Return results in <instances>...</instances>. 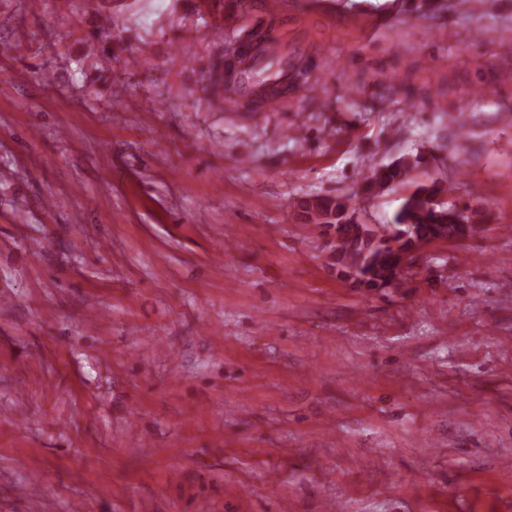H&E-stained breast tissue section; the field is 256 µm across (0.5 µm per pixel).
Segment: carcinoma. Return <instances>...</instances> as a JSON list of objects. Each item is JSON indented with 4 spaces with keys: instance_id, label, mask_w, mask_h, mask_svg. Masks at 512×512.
Returning <instances> with one entry per match:
<instances>
[{
    "instance_id": "carcinoma-1",
    "label": "carcinoma",
    "mask_w": 512,
    "mask_h": 512,
    "mask_svg": "<svg viewBox=\"0 0 512 512\" xmlns=\"http://www.w3.org/2000/svg\"><path fill=\"white\" fill-rule=\"evenodd\" d=\"M422 156L402 157L390 163H376L361 175L362 192L375 195L378 189L407 181L409 172L419 166ZM452 191L451 185L438 179L420 184L407 198L393 217L392 223L380 225L383 240L376 251L362 254L352 250L349 242L356 237V227L347 199L317 197L301 204L307 222L321 224L334 230L341 240L342 260L338 265L345 272L355 270L353 278L371 288H396L403 280L393 259L392 245L409 248L419 241H433L441 237L455 239L462 232L457 223L456 205L437 201Z\"/></svg>"
}]
</instances>
